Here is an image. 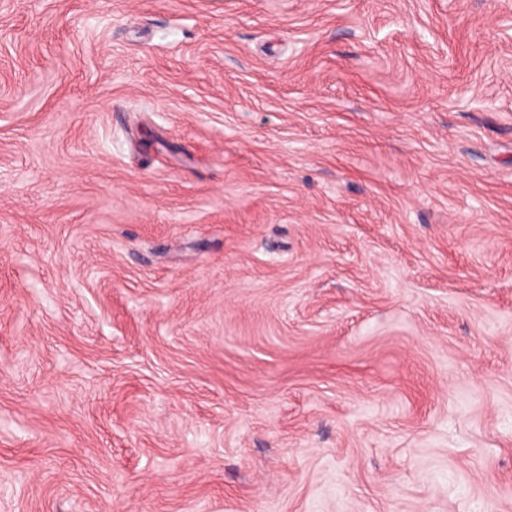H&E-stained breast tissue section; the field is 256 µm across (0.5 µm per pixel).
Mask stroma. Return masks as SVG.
<instances>
[{"label":"stroma","instance_id":"1","mask_svg":"<svg viewBox=\"0 0 512 512\" xmlns=\"http://www.w3.org/2000/svg\"><path fill=\"white\" fill-rule=\"evenodd\" d=\"M0 512H512V0H0Z\"/></svg>","mask_w":512,"mask_h":512}]
</instances>
